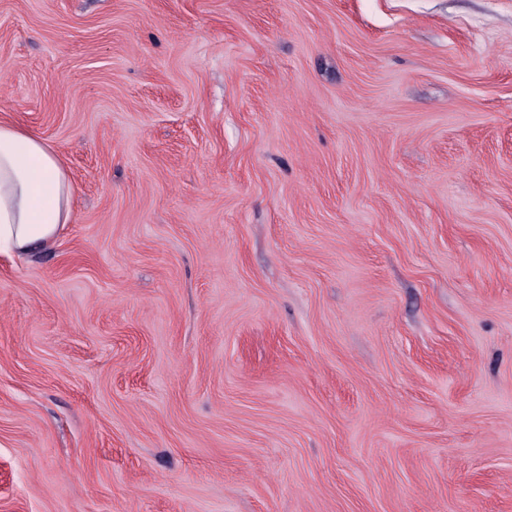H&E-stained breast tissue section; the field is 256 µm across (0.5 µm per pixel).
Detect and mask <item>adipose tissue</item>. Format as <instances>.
Instances as JSON below:
<instances>
[{
	"instance_id": "obj_1",
	"label": "adipose tissue",
	"mask_w": 512,
	"mask_h": 512,
	"mask_svg": "<svg viewBox=\"0 0 512 512\" xmlns=\"http://www.w3.org/2000/svg\"><path fill=\"white\" fill-rule=\"evenodd\" d=\"M73 204L60 155L27 129L0 120V252L45 251L69 224Z\"/></svg>"
}]
</instances>
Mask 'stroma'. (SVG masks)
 Here are the masks:
<instances>
[{"label":"stroma","mask_w":512,"mask_h":512,"mask_svg":"<svg viewBox=\"0 0 512 512\" xmlns=\"http://www.w3.org/2000/svg\"><path fill=\"white\" fill-rule=\"evenodd\" d=\"M1 113L0 512H512V0H0ZM73 204L60 155L27 129L0 120V252L45 251L70 224Z\"/></svg>","instance_id":"stroma-1"}]
</instances>
